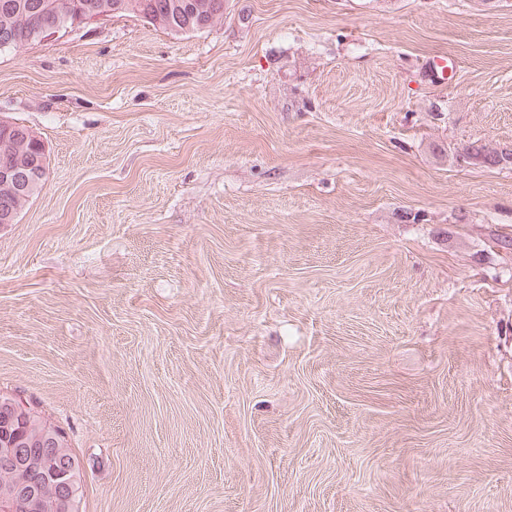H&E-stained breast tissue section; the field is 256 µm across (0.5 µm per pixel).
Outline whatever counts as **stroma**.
Instances as JSON below:
<instances>
[{
  "mask_svg": "<svg viewBox=\"0 0 512 512\" xmlns=\"http://www.w3.org/2000/svg\"><path fill=\"white\" fill-rule=\"evenodd\" d=\"M45 189L0 393L82 512H512V0H224L0 54Z\"/></svg>",
  "mask_w": 512,
  "mask_h": 512,
  "instance_id": "1",
  "label": "stroma"
}]
</instances>
